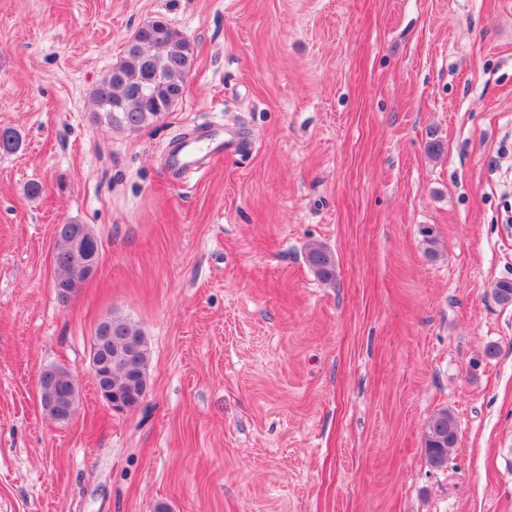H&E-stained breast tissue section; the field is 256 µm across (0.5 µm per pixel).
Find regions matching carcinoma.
Instances as JSON below:
<instances>
[{
    "instance_id": "1",
    "label": "carcinoma",
    "mask_w": 512,
    "mask_h": 512,
    "mask_svg": "<svg viewBox=\"0 0 512 512\" xmlns=\"http://www.w3.org/2000/svg\"><path fill=\"white\" fill-rule=\"evenodd\" d=\"M138 42L124 49L120 62L92 90L98 113L105 122L117 129L138 130L160 118L182 97L194 64L190 41L166 20L158 18L142 25ZM74 225L61 224L57 229L54 288L58 300L69 301L82 286L85 278L77 275L85 256L74 254L70 233ZM305 260L316 278L323 283L336 280V259L324 244L312 242L305 251ZM142 335L133 321L111 317L107 343L112 352L125 348L129 339ZM149 351L147 345L131 360V367L112 364V389L129 395L128 403L136 400L139 389L147 386ZM77 393L73 374L64 367L40 387L41 403H46L58 391ZM458 440V425L454 414L446 409L434 413L425 424L424 454L427 464L438 469L445 463L448 451Z\"/></svg>"
}]
</instances>
